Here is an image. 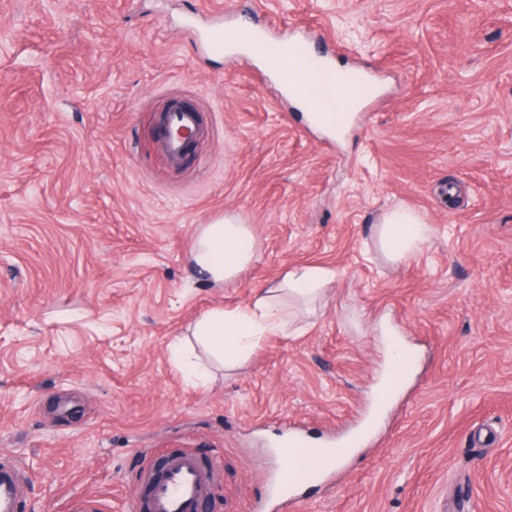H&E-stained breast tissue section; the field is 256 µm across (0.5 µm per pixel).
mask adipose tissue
Returning a JSON list of instances; mask_svg holds the SVG:
<instances>
[{
  "label": "adipose tissue",
  "instance_id": "obj_1",
  "mask_svg": "<svg viewBox=\"0 0 512 512\" xmlns=\"http://www.w3.org/2000/svg\"><path fill=\"white\" fill-rule=\"evenodd\" d=\"M281 71L292 76L305 93V104L320 111H342L333 77L318 72L306 60L292 56L287 48L274 51ZM384 236L396 259H407L428 237L430 227L413 210L397 208L382 220ZM255 258L250 227L239 216L225 215L212 224L200 225L190 250L192 273L220 286L235 278ZM329 272L310 266L289 271L283 281L269 288L254 304L232 309L217 308L195 323L196 341L217 359L234 363L245 358L267 336L286 332L288 321L280 304V294L289 291L310 296L320 291Z\"/></svg>",
  "mask_w": 512,
  "mask_h": 512
}]
</instances>
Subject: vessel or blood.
Masks as SVG:
<instances>
[{"label":"vessel or blood","instance_id":"obj_1","mask_svg":"<svg viewBox=\"0 0 512 512\" xmlns=\"http://www.w3.org/2000/svg\"><path fill=\"white\" fill-rule=\"evenodd\" d=\"M212 47L239 46L248 54H264L270 43L264 34L245 26L215 28L208 35ZM165 122L176 128L198 131V118L195 110L170 102L165 109ZM166 159L173 164H183L186 156V143L179 137L166 135L160 140ZM339 449L320 451L307 447L304 437L289 435L277 450L281 464L276 470L271 492L281 512L300 504L298 490L306 481L317 477L321 472L334 469ZM146 466L139 478L149 488L146 498L130 503L127 512H199L205 497L221 471L220 461L203 465L193 449L181 448L170 451L165 459L163 470L154 469L151 460L154 452L144 449ZM26 499V474L21 465L14 461L0 462V512H20Z\"/></svg>","mask_w":512,"mask_h":512}]
</instances>
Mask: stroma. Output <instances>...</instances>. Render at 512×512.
<instances>
[{"label": "stroma", "instance_id": "35a3bbf8", "mask_svg": "<svg viewBox=\"0 0 512 512\" xmlns=\"http://www.w3.org/2000/svg\"><path fill=\"white\" fill-rule=\"evenodd\" d=\"M249 20L369 72L344 130L313 127L256 60L200 30ZM208 134L171 167L170 97ZM397 206L432 228L404 261ZM236 214L257 255L193 278L200 225ZM289 333L188 385L175 338L288 271ZM415 369L374 438L302 512H512V0H0V460L26 512L139 499V451H223L205 512H255L288 421L369 418L389 351Z\"/></svg>", "mask_w": 512, "mask_h": 512}]
</instances>
